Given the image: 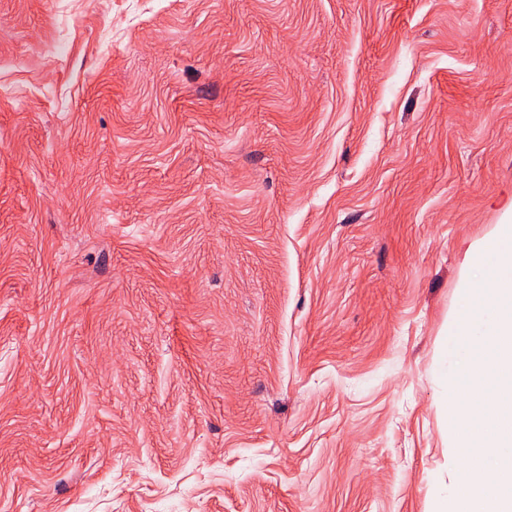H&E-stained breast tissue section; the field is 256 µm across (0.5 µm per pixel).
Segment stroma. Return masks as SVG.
Listing matches in <instances>:
<instances>
[{
  "mask_svg": "<svg viewBox=\"0 0 512 512\" xmlns=\"http://www.w3.org/2000/svg\"><path fill=\"white\" fill-rule=\"evenodd\" d=\"M511 207L512 0H0V512H425Z\"/></svg>",
  "mask_w": 512,
  "mask_h": 512,
  "instance_id": "35a3bbf8",
  "label": "stroma"
}]
</instances>
